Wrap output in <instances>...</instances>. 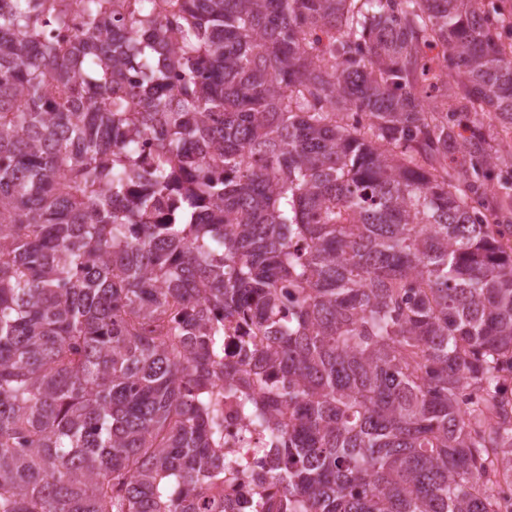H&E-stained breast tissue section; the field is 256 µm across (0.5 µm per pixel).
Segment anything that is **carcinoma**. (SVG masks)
I'll return each instance as SVG.
<instances>
[{"label":"carcinoma","instance_id":"cac0c4a2","mask_svg":"<svg viewBox=\"0 0 512 512\" xmlns=\"http://www.w3.org/2000/svg\"><path fill=\"white\" fill-rule=\"evenodd\" d=\"M505 25L0 0V512H227L226 396L275 441L251 512H501L512 176L469 122L512 124Z\"/></svg>","mask_w":512,"mask_h":512}]
</instances>
